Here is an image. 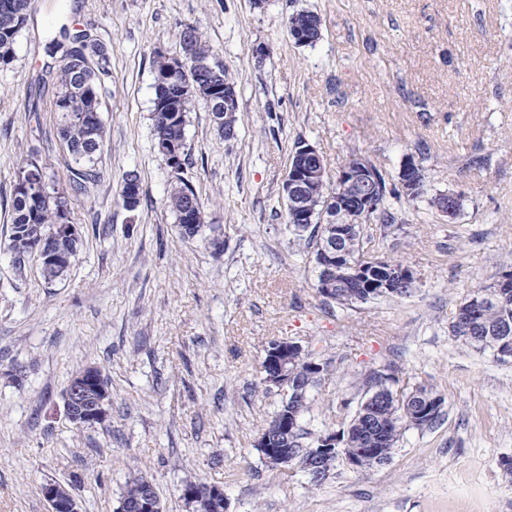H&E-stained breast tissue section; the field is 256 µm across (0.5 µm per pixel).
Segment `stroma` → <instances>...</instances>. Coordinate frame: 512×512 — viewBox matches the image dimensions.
I'll return each instance as SVG.
<instances>
[{
    "mask_svg": "<svg viewBox=\"0 0 512 512\" xmlns=\"http://www.w3.org/2000/svg\"><path fill=\"white\" fill-rule=\"evenodd\" d=\"M308 8L321 36L299 46L288 17ZM196 24L236 83V136L203 103L188 114L182 170L155 146L154 61L179 54ZM85 35L106 66L98 177L70 191L58 135L63 33ZM264 47L263 59L253 48ZM329 171L364 156L387 185L411 161L421 197L388 196L396 221L363 226L364 257L395 259L410 295L344 307L316 287L314 248L289 230L281 181L297 142ZM66 193L81 242L66 275L9 250L24 160ZM136 173L141 203L120 194ZM187 182L204 226L182 237L167 206ZM460 203L448 217L439 194ZM512 271V0H33L0 64V512H49L54 482L80 512H116L146 476L165 512H187L190 482L223 487L228 512H512V361L455 340L449 322L471 292ZM292 340L331 369L302 425L339 430L342 401L392 369L395 391L443 400L434 426L404 429L388 461L338 466L320 481L268 466L255 442L281 405L263 384L267 343ZM111 381L103 422L73 426L72 375Z\"/></svg>",
    "mask_w": 512,
    "mask_h": 512,
    "instance_id": "stroma-1",
    "label": "stroma"
}]
</instances>
